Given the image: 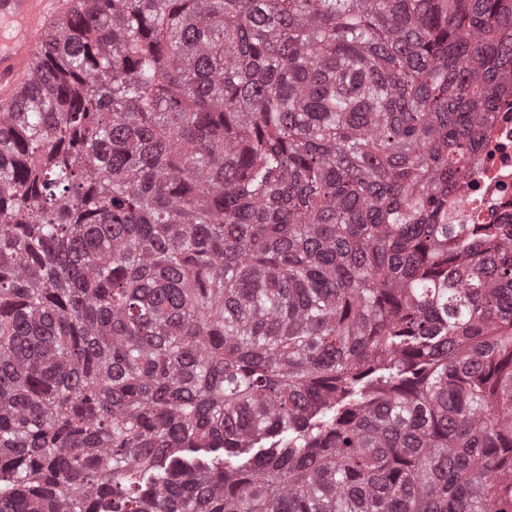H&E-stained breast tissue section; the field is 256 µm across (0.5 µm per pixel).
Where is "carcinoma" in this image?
<instances>
[{
    "instance_id": "1",
    "label": "carcinoma",
    "mask_w": 512,
    "mask_h": 512,
    "mask_svg": "<svg viewBox=\"0 0 512 512\" xmlns=\"http://www.w3.org/2000/svg\"><path fill=\"white\" fill-rule=\"evenodd\" d=\"M508 105L512 0H77L0 108V512H512V224L448 223Z\"/></svg>"
}]
</instances>
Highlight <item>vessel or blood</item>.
<instances>
[{
  "label": "vessel or blood",
  "mask_w": 512,
  "mask_h": 512,
  "mask_svg": "<svg viewBox=\"0 0 512 512\" xmlns=\"http://www.w3.org/2000/svg\"><path fill=\"white\" fill-rule=\"evenodd\" d=\"M74 7V0H0V106H15L18 94L31 80L39 42L60 17Z\"/></svg>",
  "instance_id": "vessel-or-blood-1"
}]
</instances>
